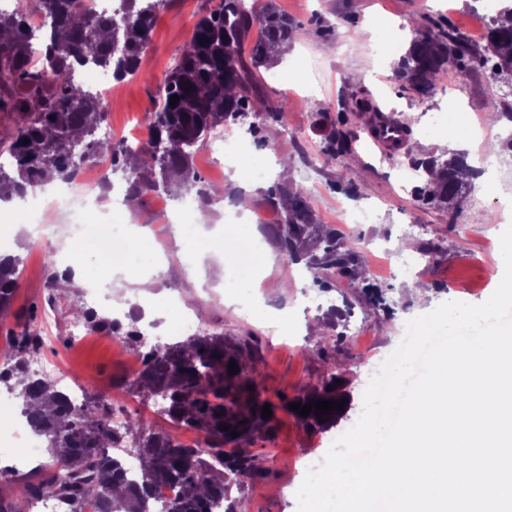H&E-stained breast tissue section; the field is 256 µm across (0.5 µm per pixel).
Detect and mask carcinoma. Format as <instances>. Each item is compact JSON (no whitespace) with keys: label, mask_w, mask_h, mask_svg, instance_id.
I'll return each instance as SVG.
<instances>
[{"label":"carcinoma","mask_w":512,"mask_h":512,"mask_svg":"<svg viewBox=\"0 0 512 512\" xmlns=\"http://www.w3.org/2000/svg\"><path fill=\"white\" fill-rule=\"evenodd\" d=\"M39 5L54 25L43 34L35 59L33 34L23 15L0 12V112L12 119L0 129V157L8 159L0 163V200L23 198L54 180L70 183L81 159L102 155L111 157L113 170L128 180L127 196L163 191L178 200L195 191L206 213L210 191L203 185L195 156L212 134L249 112L257 118L250 130L264 143L286 126L288 99L271 106L259 92L261 69H270L295 35L288 16L272 6L248 12L240 0H219L198 20L180 58L158 87L149 122L153 149L143 153L125 141L98 136L106 119L104 103L76 80L73 68L88 63L112 72L116 80L135 74L155 22V7L146 0H121L119 17L92 18L80 11L76 0H39ZM254 29L257 37L245 57L240 48ZM473 59L493 62V73L512 81V4L499 6L490 17L481 44L433 20L416 29L396 78L404 89L429 97L437 74L450 66L458 80L469 79L473 69L468 62ZM18 86L26 89L22 97L15 95ZM173 95L179 102L172 108ZM352 143L350 132L339 131L325 144L323 154L330 159L349 156ZM418 165L428 175L425 192L431 202L461 197L477 175L460 151L444 160L422 159ZM268 199L282 211V222L272 228L271 237L290 261L304 263L315 286L327 291L336 276L346 277L358 302L393 317L382 289L365 276V253L344 243L335 227L321 223L301 193L278 184L269 189ZM21 265L18 255H0V311L12 306ZM70 312L93 330H108L141 346L134 315L120 325L77 305L70 306ZM253 342L252 336L229 342L222 333H198L147 353L130 382L138 395L162 402L159 413L170 423L204 433V449L183 444L138 417L127 415L121 425L113 426L111 412L101 401L89 399L81 407L72 406L54 378L30 370L40 338L29 333L17 338L0 364V386L19 400L33 431L46 438L50 455L40 465L44 478L19 485L7 499L0 496V512H24L32 500L43 497L58 500L64 512H84L90 501L97 505L96 512H146L142 492L162 485L179 488L167 512H212L217 500L224 501V512H237L231 490L264 474L250 446L256 436L273 433L277 413L322 429L336 423L342 410H333L321 421L313 412L300 416L288 404L344 399L332 373L302 397L270 403L272 415L263 418L267 401L260 397L262 374L250 356ZM321 343V352L336 354L343 351L345 335L340 331L324 336ZM232 361L237 366L234 373L229 372ZM223 425L230 430L221 429ZM125 448L137 450L142 478L137 491L124 476Z\"/></svg>","instance_id":"1"}]
</instances>
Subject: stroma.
<instances>
[{
    "mask_svg": "<svg viewBox=\"0 0 512 512\" xmlns=\"http://www.w3.org/2000/svg\"><path fill=\"white\" fill-rule=\"evenodd\" d=\"M278 10L297 26L294 41L279 64L266 72L262 90L269 102H288V131L273 146L256 144L259 162L287 160V168L273 169L270 181L285 183L309 200L317 217L335 226L349 246L357 250L385 245L400 256L413 255L421 238L407 236V224H423L435 246L434 262L419 273L386 280L383 271L367 269L370 282L386 291L395 307L393 319L383 312L355 304L357 326L362 334L347 338L336 357L324 356L318 340L308 327L322 312L309 297L315 294L302 265L276 259L277 247L269 234L271 225L281 223L282 214L267 198V185L241 179L233 181L226 205L237 207L252 225L272 263L262 267V297L249 316L232 310L229 300L237 295L236 276L214 258L205 259L193 270L188 259L199 247L196 236L173 232L158 217L166 195L151 193L141 198L132 212L113 208L112 215L126 224H146L152 241L138 253V270L146 272L164 258L162 270L147 295L127 282L110 286L104 266L97 258L101 216L89 209L83 215L80 250L87 262L83 276L97 288L74 291L63 298L52 288L53 259L67 256L70 244L64 239H43L31 235L25 208L0 210V233L9 237L11 253L21 255L23 271L9 319H0V352L10 351L13 339L37 331L43 314L55 316V325L41 353L78 375L90 396L122 412L141 418L154 428H169L176 437L190 436V429L168 426L164 416L130 389L131 363L138 351L113 335L102 332L72 342L69 329L74 322L70 303L102 311L100 295L135 305L145 303L161 312L148 331L169 342L173 313L181 311L182 298L193 297L192 312L204 330L224 334L229 340L243 335L257 340L252 354L262 372L263 395L270 401L294 398L310 391L324 376L336 374L352 399V408L329 430L312 429L294 417L280 414L271 437L255 438L252 450L266 476L247 482L235 497L239 512H297L296 492L304 480L302 465L318 441L336 438L352 428L363 412V393L375 373V364L365 357V348L376 346L393 352L409 320L434 310L446 301L481 304L497 289L504 266L500 262L499 236L512 223V153L495 154L492 180L494 192L471 187L456 218L446 208L421 200L424 178L402 179L369 144L365 132H358L355 158L327 159L322 149L332 131L338 111L353 107L355 101L372 99L383 111L405 118L411 127L410 147L398 154V161H413L417 154H441L447 149L467 152L475 159L486 156L488 143L507 136L506 123H489L485 102L498 96L512 104V88L496 79L490 69L475 68L467 82L458 81L452 71L441 72L431 98L422 99L402 89L394 77L387 56L404 55L415 28L432 19H447L459 31L473 35L479 25L483 0H274ZM212 0H166L157 15L146 47L142 71L113 88L106 105L113 140L134 135L143 126L152 99L166 70L173 66L190 39L195 23L211 10ZM444 112L448 121L435 123L434 113ZM307 137L297 145L293 132ZM370 209L374 217L367 224H349L345 216L354 210ZM291 312L287 333L270 322L271 310Z\"/></svg>",
    "mask_w": 512,
    "mask_h": 512,
    "instance_id": "1",
    "label": "stroma"
}]
</instances>
